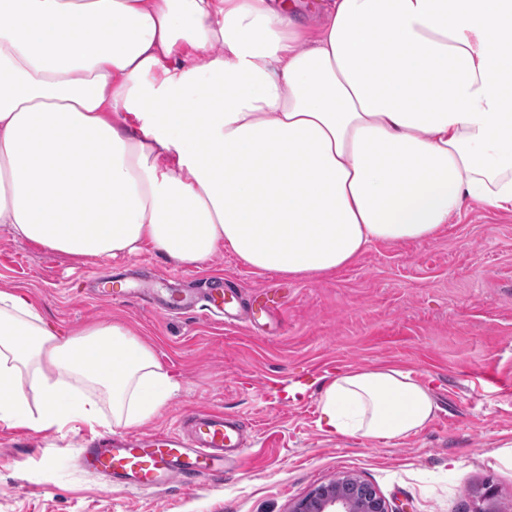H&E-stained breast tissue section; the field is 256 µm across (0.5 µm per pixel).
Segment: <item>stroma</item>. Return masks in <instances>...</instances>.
<instances>
[{
    "label": "stroma",
    "mask_w": 512,
    "mask_h": 512,
    "mask_svg": "<svg viewBox=\"0 0 512 512\" xmlns=\"http://www.w3.org/2000/svg\"><path fill=\"white\" fill-rule=\"evenodd\" d=\"M166 296L230 278L243 299L283 296L277 319L234 324L203 310L163 314L96 298V279ZM0 291L20 292L61 333L119 322L180 383L142 431L173 430L185 408L209 406L245 421L244 466L188 490L108 488L81 470L88 437L111 422L33 431L0 424V512H290L318 486L352 475L393 512H475L485 485L512 512V470L490 456L512 439V211L468 203L437 237L376 242L352 264L317 277L255 270L228 250L199 267L151 244L134 255L80 260L19 238L0 224ZM394 366L421 375L439 409L402 440L330 435L318 426L319 391L351 368Z\"/></svg>",
    "instance_id": "stroma-1"
}]
</instances>
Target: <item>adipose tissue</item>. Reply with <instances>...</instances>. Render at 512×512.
I'll use <instances>...</instances> for the list:
<instances>
[{"mask_svg": "<svg viewBox=\"0 0 512 512\" xmlns=\"http://www.w3.org/2000/svg\"><path fill=\"white\" fill-rule=\"evenodd\" d=\"M0 0V224L81 259L217 249L293 278L512 209V0ZM184 56H176V47ZM118 324L63 336L0 292V423L143 424L178 390ZM330 434L396 440L429 386L349 369Z\"/></svg>", "mask_w": 512, "mask_h": 512, "instance_id": "obj_1", "label": "adipose tissue"}]
</instances>
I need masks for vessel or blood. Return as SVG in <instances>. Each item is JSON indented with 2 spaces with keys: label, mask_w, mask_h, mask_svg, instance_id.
Segmentation results:
<instances>
[{
  "label": "vessel or blood",
  "mask_w": 512,
  "mask_h": 512,
  "mask_svg": "<svg viewBox=\"0 0 512 512\" xmlns=\"http://www.w3.org/2000/svg\"><path fill=\"white\" fill-rule=\"evenodd\" d=\"M104 298L116 297L163 311H184L204 300L209 312L222 313L238 299L233 287L203 288L198 295L171 292L166 300L138 288H102ZM184 430L155 431L125 436L105 435L83 441L80 467L107 478L110 486L161 491L173 483L192 488L223 475L231 454L242 452L247 432L222 410L205 406L185 413Z\"/></svg>",
  "instance_id": "b4317fda"
}]
</instances>
